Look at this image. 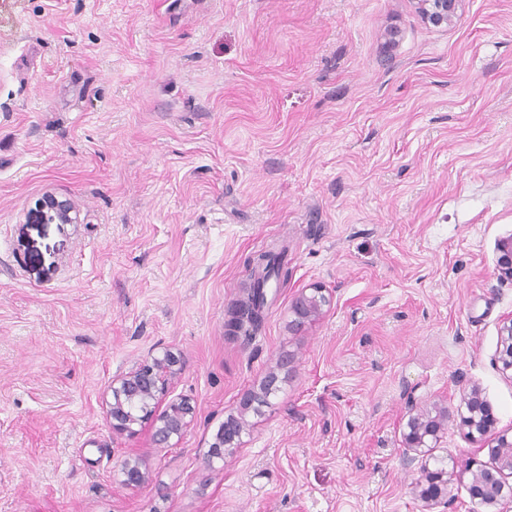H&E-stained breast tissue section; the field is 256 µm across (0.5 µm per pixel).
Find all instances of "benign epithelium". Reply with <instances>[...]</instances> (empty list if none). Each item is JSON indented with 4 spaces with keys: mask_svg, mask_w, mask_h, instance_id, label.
<instances>
[{
    "mask_svg": "<svg viewBox=\"0 0 512 512\" xmlns=\"http://www.w3.org/2000/svg\"><path fill=\"white\" fill-rule=\"evenodd\" d=\"M416 9L424 22L434 28H446L457 24L461 15L462 0H414ZM74 205L68 198L54 194L45 195L29 220L38 223L74 224ZM496 270L500 278L512 282V235L502 238L496 246ZM330 305L326 289L313 286L303 289L291 304L293 319L289 330L299 333L324 314ZM498 361L502 369L512 370V315L503 319ZM182 368L181 355L168 347L160 348L143 363L112 380V403L107 410V420L112 432L128 436L137 434L135 426L149 429L152 443L159 448L173 446V439H181L195 416V407L186 398H168L174 379ZM261 399L253 390L243 394L237 414H230L217 441L212 445L210 457L224 458V447L239 439L244 429V414ZM465 411L453 412L446 406L436 405L430 410H420L408 416L407 431L404 432L408 460L411 453L419 452L426 440H438L444 427L459 416L465 435L474 440L487 442L491 463L477 469L467 467L458 477L470 474L467 490L472 512H508L512 505V437L495 431L496 418L489 404L483 399L478 387H471L464 394ZM122 483L137 487L145 475L135 461L126 459L121 464ZM449 481L433 471H426L423 481L417 483L415 491L427 503H437L447 496Z\"/></svg>",
    "mask_w": 512,
    "mask_h": 512,
    "instance_id": "7a95c632",
    "label": "benign epithelium"
}]
</instances>
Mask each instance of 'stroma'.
Here are the masks:
<instances>
[{"label":"stroma","mask_w":512,"mask_h":512,"mask_svg":"<svg viewBox=\"0 0 512 512\" xmlns=\"http://www.w3.org/2000/svg\"><path fill=\"white\" fill-rule=\"evenodd\" d=\"M460 13L436 29L413 0H0V512H468L465 482L414 492L421 466L486 460L458 422L423 462L402 443L410 409L472 386L512 429L495 270L512 0ZM48 193L77 223H28ZM264 251L288 277L228 335ZM314 284L331 305L291 334ZM158 346L196 407L172 448L105 415ZM269 388H266V391H262V393L255 392L253 390L248 391L243 394L240 399L238 405L237 415L229 414L227 418L224 420V425L222 427V431L220 436L217 437V441L211 446V458H224V447L234 444V442L239 439L244 429V414L252 408L254 403H258L261 399L262 395L269 392Z\"/></svg>","instance_id":"1"}]
</instances>
